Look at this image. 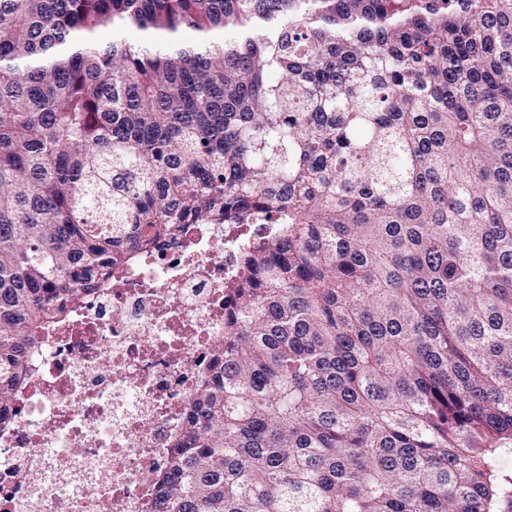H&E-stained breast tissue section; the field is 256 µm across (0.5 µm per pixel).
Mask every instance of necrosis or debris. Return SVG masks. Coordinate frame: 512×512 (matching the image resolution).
I'll return each instance as SVG.
<instances>
[{
  "label": "necrosis or debris",
  "instance_id": "necrosis-or-debris-1",
  "mask_svg": "<svg viewBox=\"0 0 512 512\" xmlns=\"http://www.w3.org/2000/svg\"><path fill=\"white\" fill-rule=\"evenodd\" d=\"M271 230L187 225L42 331L0 430V512H163L158 481L224 346V289Z\"/></svg>",
  "mask_w": 512,
  "mask_h": 512
}]
</instances>
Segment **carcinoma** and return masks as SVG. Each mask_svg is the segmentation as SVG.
I'll list each match as a JSON object with an SVG mask.
<instances>
[{"label": "carcinoma", "mask_w": 512, "mask_h": 512, "mask_svg": "<svg viewBox=\"0 0 512 512\" xmlns=\"http://www.w3.org/2000/svg\"><path fill=\"white\" fill-rule=\"evenodd\" d=\"M187 224L286 229L225 293L170 512L509 497L512 0H0V425L41 331Z\"/></svg>", "instance_id": "obj_1"}]
</instances>
